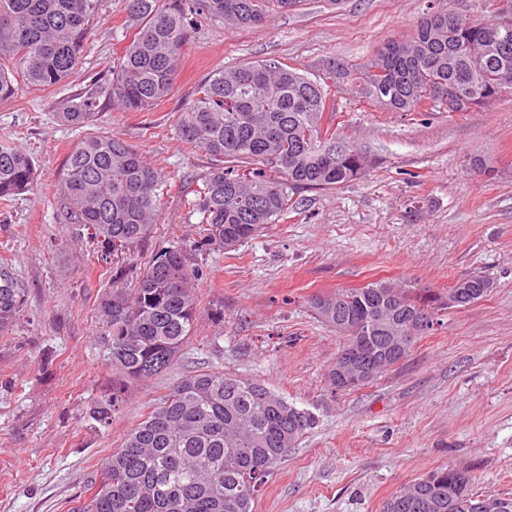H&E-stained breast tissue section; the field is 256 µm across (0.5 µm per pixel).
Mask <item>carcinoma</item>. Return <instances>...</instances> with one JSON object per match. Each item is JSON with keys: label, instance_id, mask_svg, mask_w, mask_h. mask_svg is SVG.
<instances>
[{"label": "carcinoma", "instance_id": "carcinoma-1", "mask_svg": "<svg viewBox=\"0 0 512 512\" xmlns=\"http://www.w3.org/2000/svg\"><path fill=\"white\" fill-rule=\"evenodd\" d=\"M300 0H126L133 39L107 77H93L60 104L58 118L82 129L96 121L100 99L128 112L158 105L173 91L189 32L203 23L256 26L273 11ZM101 0H0V99L19 88L47 89L76 69L90 21ZM499 46L491 57L486 46ZM344 81L391 112H417L438 104L453 88L470 106L487 92L512 89V30L495 20L425 15L409 39L378 51L375 68L330 65L311 77L276 60L250 61L209 74L179 113L181 139L211 155L217 165L193 190L191 212L200 216V240L172 245L137 262L139 247L157 224L169 181L130 144L88 133L67 157L59 183L60 216L74 241L96 242L112 261V288L98 302L106 361L120 379L90 415L100 426L125 401V382L171 368L192 336L200 314L197 282L204 272L192 251H220L244 243L279 223L303 189H331L367 171L352 145L336 153V108L329 92L336 68ZM281 175L272 179L267 172ZM36 165L27 153L0 145V199L29 189ZM483 280L469 276L448 291L461 292L467 308L487 295ZM26 288L0 257V331L21 312ZM445 294L378 281L316 297L343 323L325 320L342 348L368 336L376 347L372 367H390L378 331L385 312L392 335L410 337L415 311L434 317L448 309ZM315 424V417L264 383L233 374L198 371L181 378L153 403L112 452L90 500L73 512H253L271 467ZM464 502L473 477L464 468L440 467L396 492L383 512H450L448 489ZM489 512L512 497L485 495ZM408 501L400 511L393 502Z\"/></svg>", "mask_w": 512, "mask_h": 512}]
</instances>
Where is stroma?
Instances as JSON below:
<instances>
[{"instance_id":"stroma-1","label":"stroma","mask_w":512,"mask_h":512,"mask_svg":"<svg viewBox=\"0 0 512 512\" xmlns=\"http://www.w3.org/2000/svg\"><path fill=\"white\" fill-rule=\"evenodd\" d=\"M491 19L495 0H302L254 27L192 31L174 89L147 112L101 102L93 130L134 146L171 184L142 258L198 238L186 187L214 166L175 129L212 70L274 58L309 73L363 65L410 36L428 10ZM125 0H102L78 68L48 90L0 100V144L37 166L33 187L0 202V256L26 293L0 332V512H70L148 404L185 375L258 379L314 415L315 427L271 468L255 512H382L442 466L467 468L481 494L512 497V90L467 112H392L358 87L334 88L337 133L370 161L364 177L298 193L297 210L224 251H197L201 313L169 370L128 384L110 427L89 416L112 387L97 300L111 286L97 247L77 245L57 187L78 134L59 102L109 74L128 43ZM481 274L493 283L369 385L330 382L341 340L312 308L318 295L391 281L438 291Z\"/></svg>"}]
</instances>
